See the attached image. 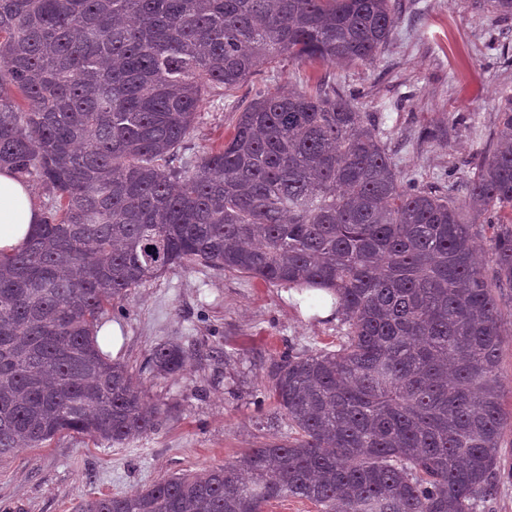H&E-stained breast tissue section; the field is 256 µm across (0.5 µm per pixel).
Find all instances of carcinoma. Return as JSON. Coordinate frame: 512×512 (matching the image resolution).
Returning <instances> with one entry per match:
<instances>
[{
  "label": "carcinoma",
  "mask_w": 512,
  "mask_h": 512,
  "mask_svg": "<svg viewBox=\"0 0 512 512\" xmlns=\"http://www.w3.org/2000/svg\"><path fill=\"white\" fill-rule=\"evenodd\" d=\"M395 0H0V165L53 204L0 255V459L63 434L123 446L160 428L143 380L98 339L106 307L172 267L324 290L338 349L282 353L290 434L79 512H474L499 476L501 312L470 223L512 288V97L462 202L403 179L380 117L321 83L260 92L233 135L174 166L205 100L275 60L374 63Z\"/></svg>",
  "instance_id": "1"
}]
</instances>
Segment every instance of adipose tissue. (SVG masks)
<instances>
[{
    "mask_svg": "<svg viewBox=\"0 0 512 512\" xmlns=\"http://www.w3.org/2000/svg\"><path fill=\"white\" fill-rule=\"evenodd\" d=\"M41 219L31 185L12 169L0 168V253L24 244Z\"/></svg>",
    "mask_w": 512,
    "mask_h": 512,
    "instance_id": "adipose-tissue-1",
    "label": "adipose tissue"
}]
</instances>
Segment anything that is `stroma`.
Wrapping results in <instances>:
<instances>
[{
  "label": "stroma",
  "instance_id": "stroma-1",
  "mask_svg": "<svg viewBox=\"0 0 512 512\" xmlns=\"http://www.w3.org/2000/svg\"><path fill=\"white\" fill-rule=\"evenodd\" d=\"M393 34L371 65L284 61L265 65L221 99H208L182 158H198L234 131L236 104L256 93L321 78L383 118L382 139L399 171L453 191L493 148L499 108L512 96V19L473 12L469 0H400ZM502 312L499 376L512 417V288L495 291ZM322 294L290 297L283 286L212 268L175 267L104 314L99 340L112 360L136 368L158 343L190 353L180 375L146 386L151 404H169L158 432L113 447L88 437L55 438L0 460V512H76L86 499L144 488L174 475L230 463L286 434L264 390L287 349H335L345 328L321 317ZM500 477L476 512H512V427L499 449Z\"/></svg>",
  "mask_w": 512,
  "mask_h": 512
}]
</instances>
